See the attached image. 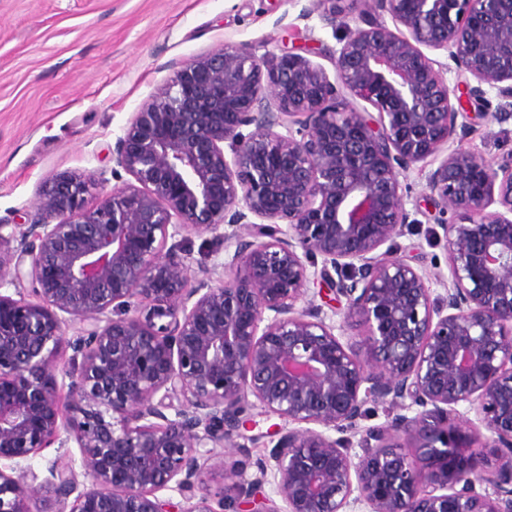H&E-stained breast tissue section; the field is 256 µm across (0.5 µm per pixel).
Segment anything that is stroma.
Segmentation results:
<instances>
[{
	"mask_svg": "<svg viewBox=\"0 0 512 512\" xmlns=\"http://www.w3.org/2000/svg\"><path fill=\"white\" fill-rule=\"evenodd\" d=\"M298 0H0V224H27L38 187L63 171H94L104 187L124 127L179 64L225 44L257 54L296 47L332 70L339 36ZM463 148L490 160L512 150V119L468 108ZM427 169L402 180L416 219L398 240L429 277L447 273L433 233L443 214L426 198ZM194 282L224 260L222 233L186 232Z\"/></svg>",
	"mask_w": 512,
	"mask_h": 512,
	"instance_id": "1",
	"label": "stroma"
}]
</instances>
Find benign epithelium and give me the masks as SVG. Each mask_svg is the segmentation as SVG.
Segmentation results:
<instances>
[{"instance_id": "obj_1", "label": "benign epithelium", "mask_w": 512, "mask_h": 512, "mask_svg": "<svg viewBox=\"0 0 512 512\" xmlns=\"http://www.w3.org/2000/svg\"><path fill=\"white\" fill-rule=\"evenodd\" d=\"M309 2L299 18L346 29L334 76L294 50L200 54L118 138L132 181L88 207L101 177L58 173L17 248L0 224V288L35 296L0 292V512H512V152L461 147L467 113L441 75L512 118V0H370L355 28L341 0ZM430 158L429 195L459 216L435 234L444 296L396 246L415 223L400 178ZM225 225V278L192 284L168 241ZM320 280L346 300L338 327L296 308ZM387 401L405 413L352 453L367 405ZM257 408L285 422L271 464L251 480L225 464L228 503L196 496ZM63 431L82 472L51 464L56 498L27 508L22 463ZM474 447L498 454L494 477L473 475Z\"/></svg>"}]
</instances>
